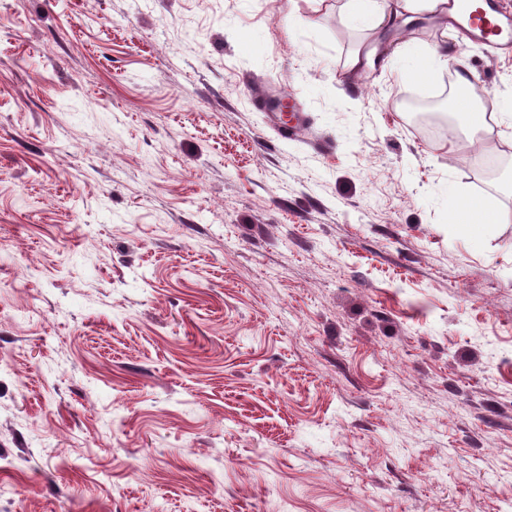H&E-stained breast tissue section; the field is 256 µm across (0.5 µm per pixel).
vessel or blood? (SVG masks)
Masks as SVG:
<instances>
[{
  "label": "vessel or blood",
  "mask_w": 512,
  "mask_h": 512,
  "mask_svg": "<svg viewBox=\"0 0 512 512\" xmlns=\"http://www.w3.org/2000/svg\"><path fill=\"white\" fill-rule=\"evenodd\" d=\"M448 7L465 19L471 36L489 49L512 45V16L500 0H450Z\"/></svg>",
  "instance_id": "vessel-or-blood-1"
}]
</instances>
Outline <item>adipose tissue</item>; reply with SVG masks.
I'll use <instances>...</instances> for the list:
<instances>
[{"label":"adipose tissue","instance_id":"obj_1","mask_svg":"<svg viewBox=\"0 0 512 512\" xmlns=\"http://www.w3.org/2000/svg\"><path fill=\"white\" fill-rule=\"evenodd\" d=\"M447 0H345L344 8L352 22L360 27L375 30L380 27L403 29L413 22L416 16L428 15L440 27L448 25ZM380 52L391 51V44L379 41ZM395 51V50H392ZM403 71L409 76L421 79L427 76L430 68L436 67L444 59L451 60L458 70L460 79H467L471 71L465 52L448 47L447 43L435 46L431 54H410L404 50L395 51Z\"/></svg>","mask_w":512,"mask_h":512}]
</instances>
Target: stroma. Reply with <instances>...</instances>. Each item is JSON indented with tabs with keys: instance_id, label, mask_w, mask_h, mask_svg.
<instances>
[{
	"instance_id": "stroma-1",
	"label": "stroma",
	"mask_w": 512,
	"mask_h": 512,
	"mask_svg": "<svg viewBox=\"0 0 512 512\" xmlns=\"http://www.w3.org/2000/svg\"><path fill=\"white\" fill-rule=\"evenodd\" d=\"M370 37L340 0H0V512H506L512 51L464 42L427 136L402 99L452 64L346 76ZM256 101L258 105L263 109L269 107L273 111H279L275 112V114H280L278 117L282 120L284 119L285 125L280 127V134L282 137L292 138L296 136L305 126V122L303 121L302 116L300 113L295 112L293 106H291V115L284 114V106L282 104L269 102L268 95L264 92L258 93L256 95Z\"/></svg>"
}]
</instances>
